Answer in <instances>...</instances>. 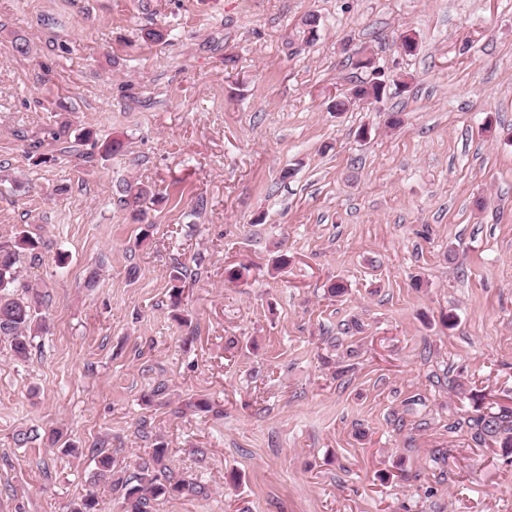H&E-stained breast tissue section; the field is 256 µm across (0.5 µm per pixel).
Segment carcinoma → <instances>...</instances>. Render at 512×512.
<instances>
[{"instance_id":"carcinoma-1","label":"carcinoma","mask_w":512,"mask_h":512,"mask_svg":"<svg viewBox=\"0 0 512 512\" xmlns=\"http://www.w3.org/2000/svg\"><path fill=\"white\" fill-rule=\"evenodd\" d=\"M385 89L379 78L368 75L353 88L354 99L383 101ZM118 202L130 210L135 222L145 220L148 209L163 198L149 185L124 181L117 189ZM36 242L29 235L19 232L0 239V338L10 342L14 356L28 358L36 337L46 331L45 316L41 312V294L34 285L20 280L21 256L31 254L36 260ZM475 428V439L483 444L512 449V408L500 407L495 412H482L470 418ZM169 448L158 444L148 458L136 464L135 472L118 466L105 451V443L95 449V469L90 484L100 481L110 483L121 499L123 512H152L154 505L170 502L187 495L200 494L204 488L191 478L171 475L168 460ZM69 512H99V501L91 490L69 505Z\"/></svg>"}]
</instances>
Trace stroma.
Listing matches in <instances>:
<instances>
[{"label": "stroma", "mask_w": 512, "mask_h": 512, "mask_svg": "<svg viewBox=\"0 0 512 512\" xmlns=\"http://www.w3.org/2000/svg\"><path fill=\"white\" fill-rule=\"evenodd\" d=\"M360 50L392 82L336 111ZM125 180L166 195L148 222ZM21 230L49 331L24 362L0 340V512H120L91 448L160 440L207 494L158 512H512V455L468 423L512 405V0H0ZM118 202L130 209L134 222H143L148 214L149 205H158L164 199L149 185L135 181H124L117 189Z\"/></svg>", "instance_id": "35a3bbf8"}]
</instances>
